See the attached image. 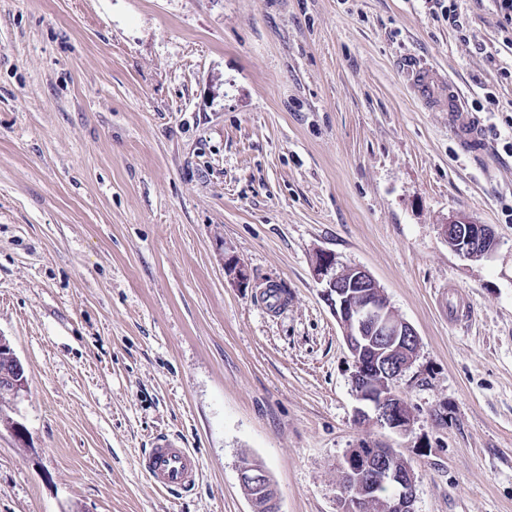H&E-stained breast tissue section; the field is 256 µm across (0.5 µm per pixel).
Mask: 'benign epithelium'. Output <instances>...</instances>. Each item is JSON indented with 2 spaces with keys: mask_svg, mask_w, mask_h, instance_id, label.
Returning a JSON list of instances; mask_svg holds the SVG:
<instances>
[{
  "mask_svg": "<svg viewBox=\"0 0 512 512\" xmlns=\"http://www.w3.org/2000/svg\"><path fill=\"white\" fill-rule=\"evenodd\" d=\"M441 235L452 251L467 260L487 257L497 242L492 229L473 224L463 215L441 225ZM224 271L241 287L248 274L234 256L224 259ZM322 296L339 323L355 370L352 384L361 404L356 415L397 434L412 431L414 415L395 391V384L416 357L419 340L414 328L401 319L373 276L363 267L344 266L327 251L316 254L312 266ZM371 353L372 370L361 357ZM241 488L251 490L252 512H279L278 501L267 471L252 460H240L237 468ZM341 482L355 493L339 496L341 512H373L374 501L387 498V512H415L414 480L409 465L392 448L360 446L350 449L341 468Z\"/></svg>",
  "mask_w": 512,
  "mask_h": 512,
  "instance_id": "7a95c632",
  "label": "benign epithelium"
}]
</instances>
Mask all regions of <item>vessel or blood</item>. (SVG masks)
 <instances>
[{
	"label": "vessel or blood",
	"instance_id": "b4317fda",
	"mask_svg": "<svg viewBox=\"0 0 512 512\" xmlns=\"http://www.w3.org/2000/svg\"><path fill=\"white\" fill-rule=\"evenodd\" d=\"M410 88L424 106L443 103L448 125L466 151L479 149L478 125L456 85L427 67L408 72ZM139 465L153 485L165 492L192 490L199 478L200 463L194 450L184 447L179 438L157 434L142 451Z\"/></svg>",
	"mask_w": 512,
	"mask_h": 512
}]
</instances>
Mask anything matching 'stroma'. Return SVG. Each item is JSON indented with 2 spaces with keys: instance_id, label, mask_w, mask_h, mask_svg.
<instances>
[{
  "instance_id": "1",
  "label": "stroma",
  "mask_w": 512,
  "mask_h": 512,
  "mask_svg": "<svg viewBox=\"0 0 512 512\" xmlns=\"http://www.w3.org/2000/svg\"><path fill=\"white\" fill-rule=\"evenodd\" d=\"M419 63L482 149L415 99ZM457 215L491 255L449 249ZM322 250L418 334L408 435L356 418ZM0 336L27 378L0 512H251L245 455L280 512H338L362 444L408 462L416 512H512V24L494 0H0ZM160 431L192 492L141 471ZM408 76L410 88L421 104L429 108L435 103L443 102L444 112H448V126L463 150L479 149V126L456 85L437 75L430 67L410 69ZM441 235L451 244L452 251L467 260L488 257L497 242L492 229L485 224H473L463 215L441 225ZM139 465L153 485L165 492H188L196 486L200 474L197 454L184 448L179 438L157 434L145 448Z\"/></svg>"
}]
</instances>
